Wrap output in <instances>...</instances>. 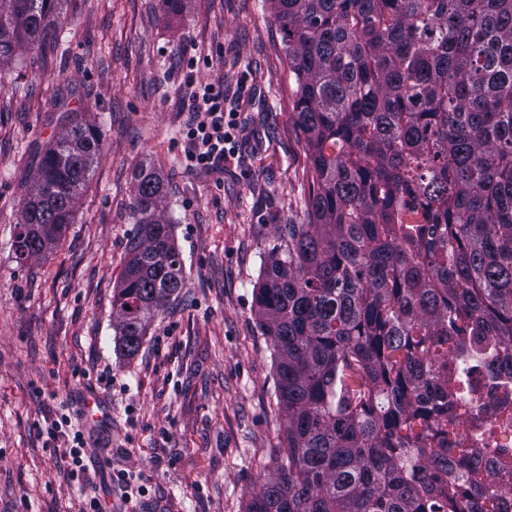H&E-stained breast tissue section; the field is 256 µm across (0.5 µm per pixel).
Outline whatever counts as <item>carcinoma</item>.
Returning a JSON list of instances; mask_svg holds the SVG:
<instances>
[{"mask_svg": "<svg viewBox=\"0 0 512 512\" xmlns=\"http://www.w3.org/2000/svg\"><path fill=\"white\" fill-rule=\"evenodd\" d=\"M66 0H0V67L58 49ZM296 84L307 223L254 287L285 464L245 512H512V0H266ZM102 132L71 112L14 258L73 223ZM142 171L114 288L135 355L186 287Z\"/></svg>", "mask_w": 512, "mask_h": 512, "instance_id": "1", "label": "carcinoma"}]
</instances>
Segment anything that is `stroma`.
Wrapping results in <instances>:
<instances>
[{"label":"stroma","instance_id":"1","mask_svg":"<svg viewBox=\"0 0 512 512\" xmlns=\"http://www.w3.org/2000/svg\"><path fill=\"white\" fill-rule=\"evenodd\" d=\"M58 31L60 49L0 70V512H77L94 494L117 503L101 478L69 485L47 449L41 430L64 414L141 476L142 512H244L284 446L253 288L281 225L306 221L309 161L280 26L264 0H194L170 17L161 0H68ZM217 80L239 114L238 154L206 173L185 161L184 104ZM73 110L104 131L88 186L58 245L17 264L20 205ZM144 168L164 180L187 286L130 358L115 345L112 296ZM90 395L103 421L85 416Z\"/></svg>","mask_w":512,"mask_h":512}]
</instances>
